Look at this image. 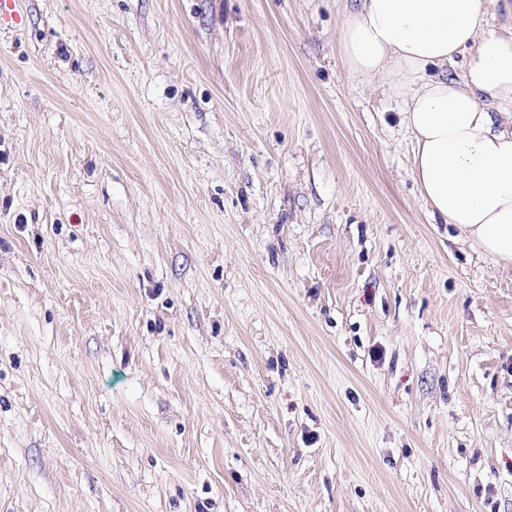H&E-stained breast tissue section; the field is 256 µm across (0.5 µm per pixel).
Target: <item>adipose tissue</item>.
<instances>
[{
  "label": "adipose tissue",
  "mask_w": 512,
  "mask_h": 512,
  "mask_svg": "<svg viewBox=\"0 0 512 512\" xmlns=\"http://www.w3.org/2000/svg\"><path fill=\"white\" fill-rule=\"evenodd\" d=\"M336 51L350 76L402 99L432 215L512 266V0H356Z\"/></svg>",
  "instance_id": "1"
}]
</instances>
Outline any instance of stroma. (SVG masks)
Returning a JSON list of instances; mask_svg holds the SVG:
<instances>
[{"instance_id":"1","label":"stroma","mask_w":512,"mask_h":512,"mask_svg":"<svg viewBox=\"0 0 512 512\" xmlns=\"http://www.w3.org/2000/svg\"><path fill=\"white\" fill-rule=\"evenodd\" d=\"M338 8L0 10V512H512V268Z\"/></svg>"}]
</instances>
